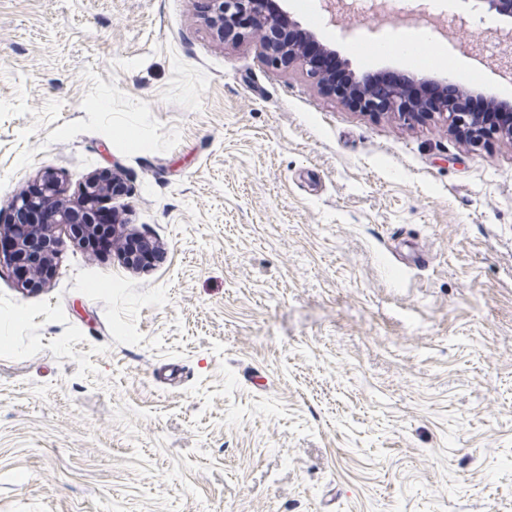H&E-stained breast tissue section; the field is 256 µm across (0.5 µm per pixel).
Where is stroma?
<instances>
[{
    "mask_svg": "<svg viewBox=\"0 0 512 512\" xmlns=\"http://www.w3.org/2000/svg\"><path fill=\"white\" fill-rule=\"evenodd\" d=\"M208 0H0V225L46 171L117 173L127 267L65 227L54 272L0 267V512H512V144L356 112ZM357 72L388 17L283 0ZM500 21L466 26L512 100Z\"/></svg>",
    "mask_w": 512,
    "mask_h": 512,
    "instance_id": "obj_1",
    "label": "stroma"
}]
</instances>
